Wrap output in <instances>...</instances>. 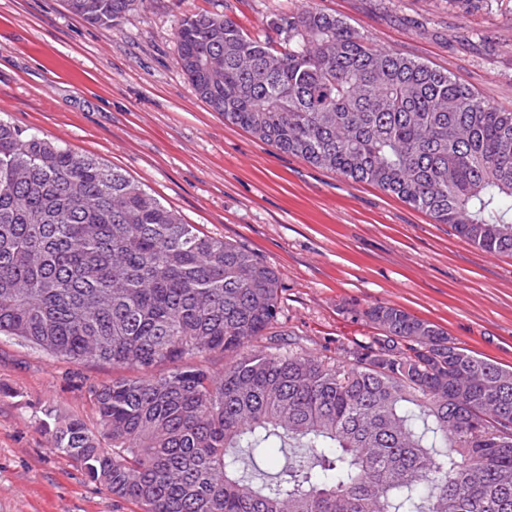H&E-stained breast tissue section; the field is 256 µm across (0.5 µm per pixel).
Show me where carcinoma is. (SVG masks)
I'll list each match as a JSON object with an SVG mask.
<instances>
[{
	"instance_id": "1",
	"label": "carcinoma",
	"mask_w": 512,
	"mask_h": 512,
	"mask_svg": "<svg viewBox=\"0 0 512 512\" xmlns=\"http://www.w3.org/2000/svg\"><path fill=\"white\" fill-rule=\"evenodd\" d=\"M135 0H66L104 26ZM281 42L187 17L177 65L224 121L512 255V109L307 6ZM276 272L115 167L0 118V337L142 373L51 411L52 448L141 512H512V371L390 305L348 362L276 344ZM224 355L217 375L196 362ZM168 364L172 369L155 374ZM293 448L255 485L244 460Z\"/></svg>"
}]
</instances>
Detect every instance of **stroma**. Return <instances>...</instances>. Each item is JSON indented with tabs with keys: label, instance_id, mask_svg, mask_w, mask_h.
<instances>
[{
	"label": "stroma",
	"instance_id": "35a3bbf8",
	"mask_svg": "<svg viewBox=\"0 0 512 512\" xmlns=\"http://www.w3.org/2000/svg\"><path fill=\"white\" fill-rule=\"evenodd\" d=\"M376 46L512 108V0H313ZM300 0H136L111 26L65 0H0V118L98 158L186 223L279 277L284 344L343 358L377 330L369 306L430 320L512 369V256L486 254L378 187L317 168L226 123L177 65L182 18L218 12L252 35ZM117 369L0 338V512H139L53 452L44 411L94 424L87 390Z\"/></svg>",
	"mask_w": 512,
	"mask_h": 512
}]
</instances>
